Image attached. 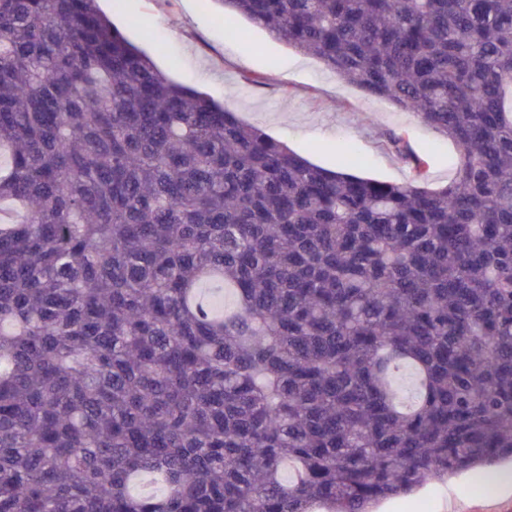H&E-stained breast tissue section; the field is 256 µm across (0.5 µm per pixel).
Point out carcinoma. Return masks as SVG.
<instances>
[{"instance_id": "cac0c4a2", "label": "carcinoma", "mask_w": 512, "mask_h": 512, "mask_svg": "<svg viewBox=\"0 0 512 512\" xmlns=\"http://www.w3.org/2000/svg\"><path fill=\"white\" fill-rule=\"evenodd\" d=\"M218 2L454 176L397 131L402 182L321 168L97 0H0V512H373L512 460V0Z\"/></svg>"}]
</instances>
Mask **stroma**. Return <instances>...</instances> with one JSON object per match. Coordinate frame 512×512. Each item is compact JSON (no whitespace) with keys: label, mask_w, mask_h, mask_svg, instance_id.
<instances>
[{"label":"stroma","mask_w":512,"mask_h":512,"mask_svg":"<svg viewBox=\"0 0 512 512\" xmlns=\"http://www.w3.org/2000/svg\"><path fill=\"white\" fill-rule=\"evenodd\" d=\"M100 7L168 77L207 92L317 165L403 181L408 170L387 144L389 132L401 131L429 154L431 187L454 175L458 148L447 137L245 18L237 20L239 36L228 37L217 0H102ZM253 75L262 83H250ZM376 512H512V494L490 493L465 473L384 500Z\"/></svg>","instance_id":"35a3bbf8"}]
</instances>
